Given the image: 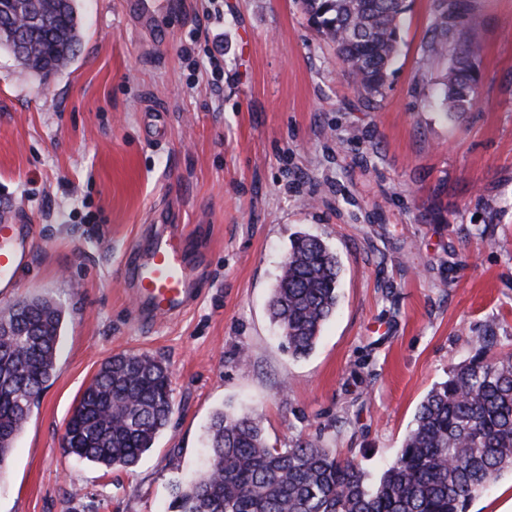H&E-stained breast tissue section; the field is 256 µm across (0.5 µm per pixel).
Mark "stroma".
Masks as SVG:
<instances>
[{"mask_svg":"<svg viewBox=\"0 0 512 512\" xmlns=\"http://www.w3.org/2000/svg\"><path fill=\"white\" fill-rule=\"evenodd\" d=\"M479 102L434 106L418 79L436 0H413L382 100L366 103L298 0H76L75 58L49 76L0 47V211L35 240L23 297L59 303L57 377L14 441L0 512H169L201 474L219 409L271 444L321 437L378 475L420 402L485 326L512 353V0H466ZM183 225L200 296L141 321L121 270ZM300 232L342 272L313 353L281 346L269 301ZM162 359L174 409L130 471L64 452L101 364Z\"/></svg>","mask_w":512,"mask_h":512,"instance_id":"1","label":"stroma"}]
</instances>
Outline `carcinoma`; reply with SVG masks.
I'll return each mask as SVG.
<instances>
[{"instance_id": "carcinoma-1", "label": "carcinoma", "mask_w": 512, "mask_h": 512, "mask_svg": "<svg viewBox=\"0 0 512 512\" xmlns=\"http://www.w3.org/2000/svg\"><path fill=\"white\" fill-rule=\"evenodd\" d=\"M317 32L331 41L347 74L370 100L384 98L399 54L407 0H301ZM55 10V0H19L18 13ZM61 39H30L21 63L48 75L79 46L74 5ZM460 0H438L423 45L427 61L451 59L437 104L445 117L470 110L478 93L480 46ZM340 265L317 236L299 233L281 264L269 301L288 351L308 355L336 313ZM12 329L0 336V473L41 391L56 378L63 311L23 297L0 311ZM493 327L476 354L448 369L420 403L400 452L371 480L316 437L286 448L269 444L261 422L229 411L208 428L205 472L175 492L171 512H468L471 500L512 469V355L495 351ZM173 414L168 368L146 353L107 359L67 421L64 451L107 469H130L153 447Z\"/></svg>"}]
</instances>
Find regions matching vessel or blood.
Returning <instances> with one entry per match:
<instances>
[{
    "label": "vessel or blood",
    "mask_w": 512,
    "mask_h": 512,
    "mask_svg": "<svg viewBox=\"0 0 512 512\" xmlns=\"http://www.w3.org/2000/svg\"><path fill=\"white\" fill-rule=\"evenodd\" d=\"M33 239L21 218L0 216V293H13L31 262ZM140 288V310L148 317H172L192 305L198 295L181 231L155 238L150 250L131 269Z\"/></svg>",
    "instance_id": "1"
}]
</instances>
